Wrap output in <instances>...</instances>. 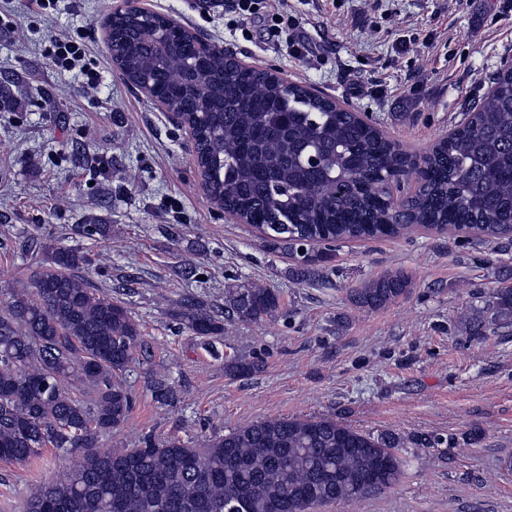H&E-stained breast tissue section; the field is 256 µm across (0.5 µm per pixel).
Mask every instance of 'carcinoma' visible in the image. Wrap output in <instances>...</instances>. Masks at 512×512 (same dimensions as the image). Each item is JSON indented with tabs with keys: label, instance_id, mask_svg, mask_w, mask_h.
<instances>
[{
	"label": "carcinoma",
	"instance_id": "1",
	"mask_svg": "<svg viewBox=\"0 0 512 512\" xmlns=\"http://www.w3.org/2000/svg\"><path fill=\"white\" fill-rule=\"evenodd\" d=\"M167 33L166 54L143 37ZM111 51L132 84L194 127V151L213 201L240 215L272 245L301 257L310 275L333 243L392 237L413 228L460 230L512 244V74L500 72L488 96L416 166L382 130L307 86L240 63L186 27L156 14L109 17ZM418 187L401 199L389 185L411 172ZM48 262L30 285L0 290V460L26 463L44 448H80L77 466L34 487L23 512H312L337 501L362 505L400 481L401 441L371 436L328 417H275L201 448L145 437L137 448L102 452L98 438L125 423L133 397L125 373L141 346L125 305L78 273L85 257L40 244ZM397 270L349 293L352 305L384 308L408 293ZM225 303L251 322L273 318L280 297L242 286ZM469 330L512 322V285L467 316ZM187 327L209 337L224 327L193 308ZM451 448L454 438L415 445Z\"/></svg>",
	"mask_w": 512,
	"mask_h": 512
}]
</instances>
